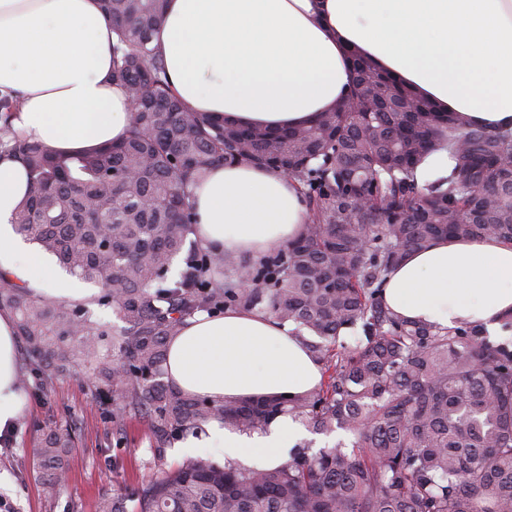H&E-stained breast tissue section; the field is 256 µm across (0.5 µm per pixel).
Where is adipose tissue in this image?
I'll return each mask as SVG.
<instances>
[{"instance_id": "1", "label": "adipose tissue", "mask_w": 512, "mask_h": 512, "mask_svg": "<svg viewBox=\"0 0 512 512\" xmlns=\"http://www.w3.org/2000/svg\"><path fill=\"white\" fill-rule=\"evenodd\" d=\"M115 37L98 0H0V95L19 96L13 129L55 152L123 141L132 114L109 80ZM177 96L195 112L280 131L331 110L351 82L350 50L468 124L512 132V0H168L153 41ZM32 182L0 158V272L37 295L77 297L12 222ZM198 241L261 256L295 239L305 206L287 175L216 167L191 189ZM398 315L446 328L468 321L512 341V244L437 240L390 276ZM14 317L0 310V433L25 409ZM170 381L214 400L314 389L318 363L300 338L257 311L198 314L171 341ZM225 460L270 467L300 432L278 417L247 435L211 422Z\"/></svg>"}]
</instances>
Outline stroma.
<instances>
[{"instance_id":"35a3bbf8","label":"stroma","mask_w":512,"mask_h":512,"mask_svg":"<svg viewBox=\"0 0 512 512\" xmlns=\"http://www.w3.org/2000/svg\"><path fill=\"white\" fill-rule=\"evenodd\" d=\"M82 377L73 370L46 399L27 392L13 436L0 442V512H96L101 496L131 492L155 472L146 420L128 419L127 444L114 445L112 424ZM72 419L81 435L65 455L64 490L50 498L36 448L43 428Z\"/></svg>"}]
</instances>
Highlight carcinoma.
I'll list each match as a JSON object with an SVG mask.
<instances>
[{
	"label": "carcinoma",
	"instance_id": "obj_1",
	"mask_svg": "<svg viewBox=\"0 0 512 512\" xmlns=\"http://www.w3.org/2000/svg\"><path fill=\"white\" fill-rule=\"evenodd\" d=\"M99 2L117 37L110 80L131 106L124 141L52 152L12 130L18 97L0 98V154L33 183L12 223L98 288L78 300L35 297L0 273L20 387L48 398L82 366L112 442L124 444L126 419L141 416L159 453L212 420L252 433L283 415L351 440L304 444L274 468L199 457L101 497L97 512H512V349L470 322L408 321L382 298L390 271L434 240L512 244V135L466 125L356 51L350 93L310 124H228L190 111L166 80L151 41L167 0ZM444 147L450 175L418 185L417 166ZM227 163L298 182L308 221L295 240L257 259L197 243L191 188ZM95 305L124 327L89 320ZM229 309L292 326L320 364L318 387L225 402L176 389L169 343L187 319ZM77 439L73 423L43 431L47 495L61 490Z\"/></svg>",
	"mask_w": 512,
	"mask_h": 512
}]
</instances>
